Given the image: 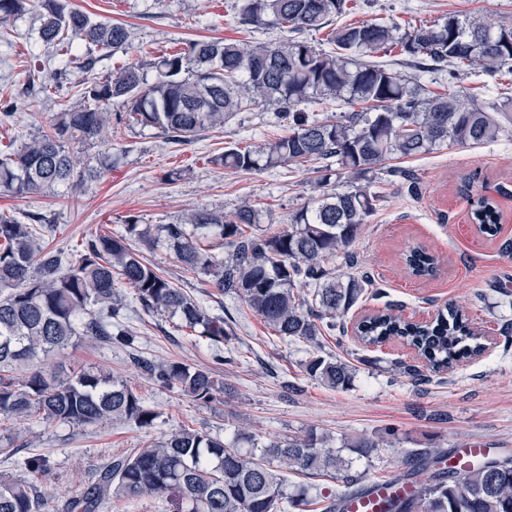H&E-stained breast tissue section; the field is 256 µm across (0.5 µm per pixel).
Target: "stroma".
I'll return each instance as SVG.
<instances>
[{
	"label": "stroma",
	"mask_w": 512,
	"mask_h": 512,
	"mask_svg": "<svg viewBox=\"0 0 512 512\" xmlns=\"http://www.w3.org/2000/svg\"><path fill=\"white\" fill-rule=\"evenodd\" d=\"M74 8L101 21L124 25L128 46L109 55L75 41L73 50L97 62L93 74L109 76L130 62L143 63L193 40L230 39L244 45L279 41L271 28L241 22V0H71ZM339 24L398 21L416 27L448 14L481 17L498 27H512V0H350ZM39 14L27 12L14 25L0 28V105L16 103L11 121L0 123V150L9 151L30 136L48 130L63 105L76 103L81 70L67 73L62 87L50 94L24 95L29 81H48L52 55L38 37ZM457 84L484 103L512 93V73H467ZM112 126L101 139L82 147L93 160L107 147L120 148L118 166L83 188H59L55 196H16L0 192V211L25 219L47 218L49 247L74 252L86 240L122 233L127 220L146 227L176 224L195 208L231 214L250 204L260 213V227H288L292 215L319 196L317 162L288 164L271 170L234 171L216 168L213 155L225 147L246 146L286 135L288 123L273 107L255 105L225 120L188 143L172 144L153 128L131 123L125 107L113 103ZM499 137L478 147L444 146L401 160L414 174L417 192L389 175V162L371 173L369 182L341 174L329 186L346 190L368 185L379 193L377 211L353 245L360 270L370 272L384 289L383 297L359 302L346 316L354 325L363 316L393 305L404 319L431 320L453 305L472 326L491 336L492 347L481 356L456 363L443 372L426 370L413 350L398 339L368 346L354 332L344 337L320 336L323 357L350 362L354 378L344 389L329 387L305 370L308 348L279 339L263 320L241 302L222 294L208 277L188 271L166 242L146 250L147 259L173 284L223 317L230 339L212 346L178 331L172 318L143 312L129 303L121 322L132 345H102L87 340L66 356L49 360L50 370L70 374L93 368L123 379L153 406L155 427L115 420L99 426L51 422L39 416L0 423V445L12 444L11 456L0 454V474L23 477V462L41 457L49 477L41 485L49 504L86 490L110 460L133 449L151 447L161 436L188 426L233 443L239 434L257 441L301 437L316 432L332 446L362 436H384L391 444L356 457L363 483L394 479L420 466L424 448L453 451L476 440L490 457L512 455V112L501 116ZM178 180H166L170 170ZM488 196L501 220L495 235L480 233L471 220L473 203ZM421 246L438 259L435 276H413L405 255ZM180 361L210 371L224 391L209 403L182 395L146 374L139 359Z\"/></svg>",
	"instance_id": "1"
}]
</instances>
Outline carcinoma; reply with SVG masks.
<instances>
[{
    "label": "carcinoma",
    "instance_id": "carcinoma-1",
    "mask_svg": "<svg viewBox=\"0 0 512 512\" xmlns=\"http://www.w3.org/2000/svg\"><path fill=\"white\" fill-rule=\"evenodd\" d=\"M41 17L39 39L61 53L62 75L71 67L91 71L96 59L79 56L80 39L111 52L129 42L126 27L97 21L69 7L68 0H0V26L32 7ZM347 12V0H242V22L272 26L286 33L319 32ZM336 46L326 52L306 40L261 42L244 48L227 40H196L143 64L130 62L108 79L89 78L79 89L80 104L57 113L51 131L34 135L0 157V191L16 195L54 194L61 186L82 187L115 163L111 153L91 165L72 151L111 125L110 107L119 101L141 127L160 131L168 141L189 142L224 126V120L255 104L276 107L288 119V135L246 147L232 146L211 157L217 168L257 171L288 163L336 162L355 179L366 178L387 159L428 153L444 145L476 146L495 139V113L512 110V97L497 106L474 103L463 90L434 94L375 60L392 48L412 60L457 77L462 68L495 73L512 69V28L478 17L448 15L408 31L396 22L346 24L332 29ZM336 102L360 105L335 122L310 116L305 106ZM380 195L356 188L322 192L291 217L290 227L256 234L258 211L243 205L229 216L196 208L180 224L158 232L190 270L214 277L213 285L236 296L283 340L313 344L321 334L342 336L345 316L375 286L365 271L336 274L335 259L358 267L351 246L377 208ZM481 233L493 236L500 224L494 202L480 198L472 212ZM25 224L0 214V420L33 415L81 426L116 419L151 427L157 411L126 382L103 373L52 376L44 361L91 338L108 345L129 343L119 322L124 281L142 310L168 313L179 327L212 345L229 339L224 318L175 287L130 240L149 241L134 221L124 233L97 235L68 254L44 244L39 216ZM233 248L229 263L214 250ZM405 261L411 273L430 276L433 255L420 247ZM310 287L305 297L295 293ZM359 337L368 345L400 338L415 348L426 366L441 372L481 352V337L455 306L430 323L417 324L392 313L388 305L364 320ZM151 377L177 387L196 401L209 402L218 390L210 372L178 361L145 362ZM307 373L333 388L351 384L348 362L312 356ZM389 441L360 438L351 447L361 456ZM326 475L344 484V495L361 491L358 475L327 439L310 431L301 438L272 441L247 450L196 429L181 428L150 448L119 457L103 467L85 491L66 499L61 512H102L115 497L137 500L168 497L175 512H308L317 503L307 486L288 484L286 473ZM415 494L388 502L387 512H512V459L482 460L463 472L449 466L414 482ZM46 494L25 479L0 477V512H44Z\"/></svg>",
    "mask_w": 512,
    "mask_h": 512
}]
</instances>
